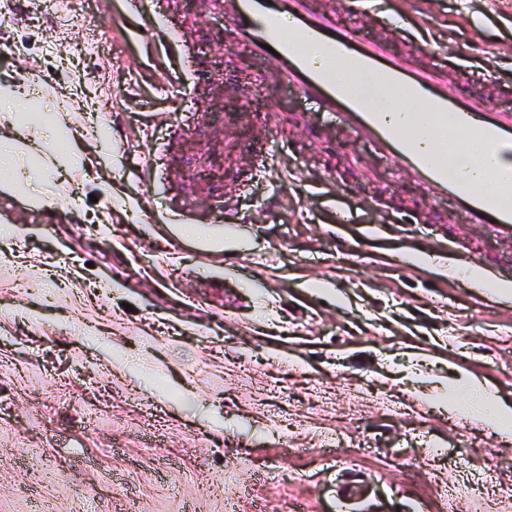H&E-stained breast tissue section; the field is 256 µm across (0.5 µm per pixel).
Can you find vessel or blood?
Listing matches in <instances>:
<instances>
[{"label": "vessel or blood", "mask_w": 512, "mask_h": 512, "mask_svg": "<svg viewBox=\"0 0 512 512\" xmlns=\"http://www.w3.org/2000/svg\"><path fill=\"white\" fill-rule=\"evenodd\" d=\"M124 14L146 30L171 31L172 23L159 19L153 0H120ZM229 32L248 44L283 81L305 100L318 105L337 131L379 150L401 172L425 186L433 199L448 200L473 224L489 227L496 238L512 240V206L502 196L512 195V112H495L486 104L460 102L442 77L440 64L416 68L411 58H398L380 42L343 22L336 8H320L315 0H217ZM327 57L347 58L354 69L379 74L390 86L422 102L434 119L427 130L400 126L384 108L350 86L336 83L326 66L317 64L307 46ZM465 129L480 138L494 157L495 190L486 193L468 186L451 173L446 160L422 146L423 137L438 138L447 131ZM260 161L254 179H265L280 163L278 145L258 148Z\"/></svg>", "instance_id": "vessel-or-blood-1"}]
</instances>
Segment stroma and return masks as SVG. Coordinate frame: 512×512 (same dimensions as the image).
I'll use <instances>...</instances> for the list:
<instances>
[{"label": "stroma", "mask_w": 512, "mask_h": 512, "mask_svg": "<svg viewBox=\"0 0 512 512\" xmlns=\"http://www.w3.org/2000/svg\"><path fill=\"white\" fill-rule=\"evenodd\" d=\"M37 7L0 0L19 100L0 129L18 146L0 189V512H512L495 494L512 437L442 408L473 382L512 404V293L459 273L512 263V242L321 135L275 76L248 84L259 62L223 52L214 5L157 0L199 58L178 80L161 34L89 0L118 52L80 59L85 88L56 66L70 40L29 25ZM348 19L512 112V0H359ZM271 126L288 152L241 186ZM233 192L248 220L224 224ZM439 249L452 274L396 262Z\"/></svg>", "instance_id": "obj_1"}]
</instances>
